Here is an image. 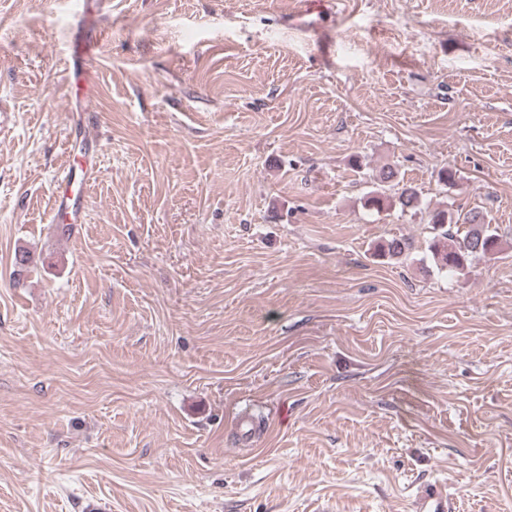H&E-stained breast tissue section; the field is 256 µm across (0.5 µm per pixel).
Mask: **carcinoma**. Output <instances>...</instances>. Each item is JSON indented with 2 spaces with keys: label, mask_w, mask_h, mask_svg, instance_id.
Here are the masks:
<instances>
[{
  "label": "carcinoma",
  "mask_w": 512,
  "mask_h": 512,
  "mask_svg": "<svg viewBox=\"0 0 512 512\" xmlns=\"http://www.w3.org/2000/svg\"><path fill=\"white\" fill-rule=\"evenodd\" d=\"M367 203L377 210L394 204L403 213L415 214L421 210L422 199L415 186L406 184L392 195L382 193L372 196ZM430 224L434 236L428 249L436 269L441 273H454L467 266L474 258L500 251L501 236L498 225L491 223L487 213L476 208L454 213L446 209H436L430 214ZM409 249L411 243L408 239L393 237L379 243L376 252L382 257L397 258ZM13 266V278L17 286L35 269L30 252L22 249L15 252Z\"/></svg>",
  "instance_id": "1"
}]
</instances>
